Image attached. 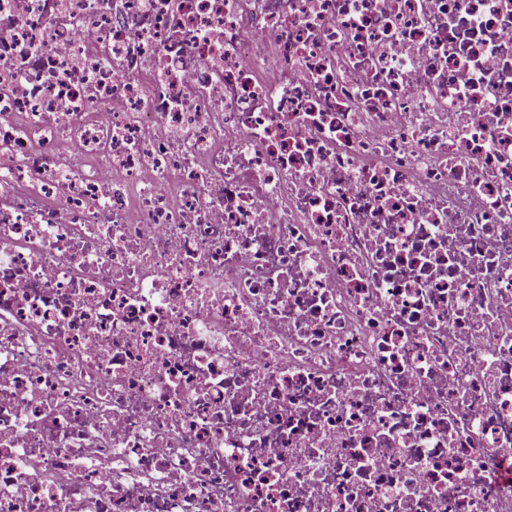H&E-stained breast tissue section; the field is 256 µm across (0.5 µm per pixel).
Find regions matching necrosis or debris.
Returning a JSON list of instances; mask_svg holds the SVG:
<instances>
[{
	"mask_svg": "<svg viewBox=\"0 0 512 512\" xmlns=\"http://www.w3.org/2000/svg\"><path fill=\"white\" fill-rule=\"evenodd\" d=\"M512 0H0V512H512Z\"/></svg>",
	"mask_w": 512,
	"mask_h": 512,
	"instance_id": "4bbe7bcc",
	"label": "necrosis or debris"
}]
</instances>
